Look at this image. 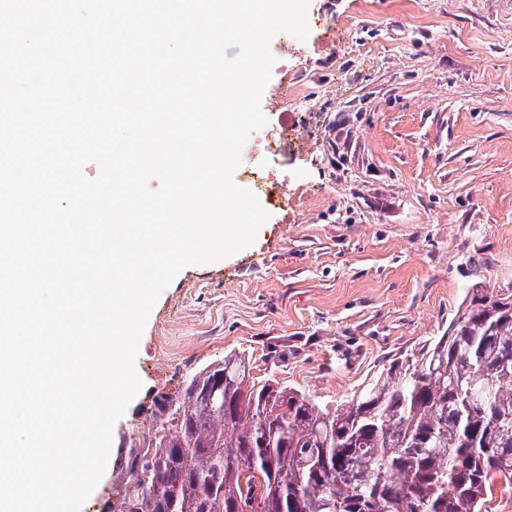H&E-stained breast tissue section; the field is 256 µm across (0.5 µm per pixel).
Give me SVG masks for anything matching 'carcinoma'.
Segmentation results:
<instances>
[{
  "label": "carcinoma",
  "instance_id": "1",
  "mask_svg": "<svg viewBox=\"0 0 512 512\" xmlns=\"http://www.w3.org/2000/svg\"><path fill=\"white\" fill-rule=\"evenodd\" d=\"M143 415L101 512H482L512 489V294L476 289L421 363L333 410L232 354Z\"/></svg>",
  "mask_w": 512,
  "mask_h": 512
}]
</instances>
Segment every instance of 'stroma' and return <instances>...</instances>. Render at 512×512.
<instances>
[{
	"mask_svg": "<svg viewBox=\"0 0 512 512\" xmlns=\"http://www.w3.org/2000/svg\"><path fill=\"white\" fill-rule=\"evenodd\" d=\"M321 19L333 40L289 37L248 135L282 133L278 84L295 83L293 150L261 160L298 205L163 290L113 446L141 438L154 392L229 353L319 407L349 402L469 289L512 288V0H310Z\"/></svg>",
	"mask_w": 512,
	"mask_h": 512,
	"instance_id": "obj_1",
	"label": "stroma"
}]
</instances>
